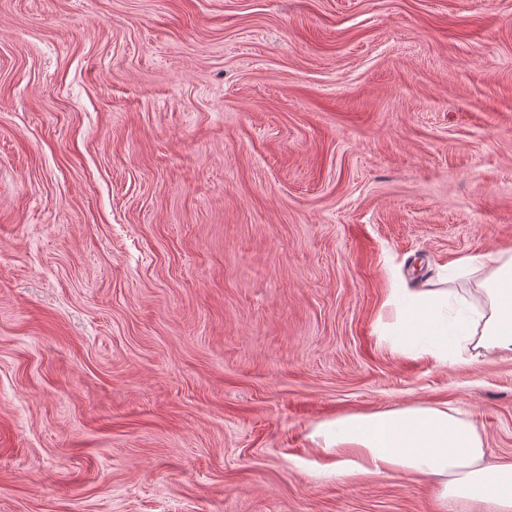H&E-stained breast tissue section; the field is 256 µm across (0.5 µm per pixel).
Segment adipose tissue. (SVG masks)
Returning <instances> with one entry per match:
<instances>
[{
    "instance_id": "1",
    "label": "adipose tissue",
    "mask_w": 512,
    "mask_h": 512,
    "mask_svg": "<svg viewBox=\"0 0 512 512\" xmlns=\"http://www.w3.org/2000/svg\"><path fill=\"white\" fill-rule=\"evenodd\" d=\"M487 271L480 299L448 288H405L387 299L379 334L391 348L440 364L512 356V255L489 252L449 269V278ZM311 437L335 457L340 476L399 472L437 482L441 502L470 512H512V463L488 464L480 429L448 407L407 406L353 413L317 425Z\"/></svg>"
}]
</instances>
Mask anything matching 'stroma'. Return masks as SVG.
Here are the masks:
<instances>
[{"label": "stroma", "instance_id": "stroma-1", "mask_svg": "<svg viewBox=\"0 0 512 512\" xmlns=\"http://www.w3.org/2000/svg\"><path fill=\"white\" fill-rule=\"evenodd\" d=\"M512 253V0H0V512H466L320 422L512 359L378 336Z\"/></svg>", "mask_w": 512, "mask_h": 512}]
</instances>
